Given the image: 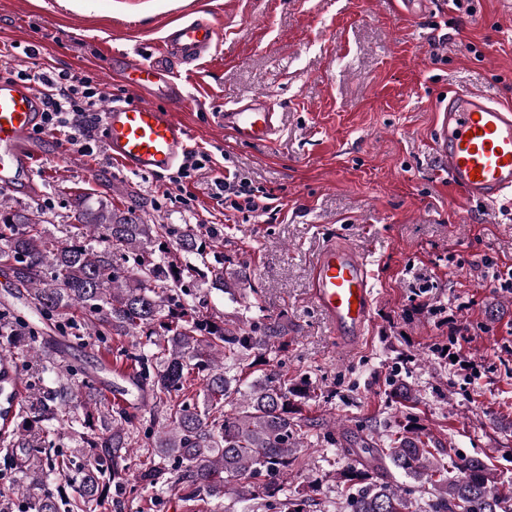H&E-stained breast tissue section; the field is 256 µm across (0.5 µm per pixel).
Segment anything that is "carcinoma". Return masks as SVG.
Masks as SVG:
<instances>
[{"label":"carcinoma","instance_id":"carcinoma-1","mask_svg":"<svg viewBox=\"0 0 512 512\" xmlns=\"http://www.w3.org/2000/svg\"><path fill=\"white\" fill-rule=\"evenodd\" d=\"M43 224L0 200V265L14 298L62 336L132 339L115 361L137 364L130 379L137 398L112 406L94 378L65 363L61 349L38 345L37 328L5 307L0 441L11 447L25 491L1 486L0 512H14L18 498L25 512H112L111 489L127 482L133 455L140 483L210 512H250L256 500L267 512H311L319 482L292 492L288 472L310 433L303 406L315 390L270 364L283 326H231L195 303L192 289L203 278L220 291L242 287L209 263L218 231L149 224L101 198L78 200L62 237ZM388 386L396 399L418 400L397 378ZM415 421L408 412L400 431L346 449L336 472L344 512H418L424 496L426 512H512V484L477 458L444 462V448H428ZM136 423L143 434L130 430ZM64 430L77 443L74 453L57 447Z\"/></svg>","mask_w":512,"mask_h":512}]
</instances>
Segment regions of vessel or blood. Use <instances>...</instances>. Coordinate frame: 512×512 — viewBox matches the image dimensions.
Listing matches in <instances>:
<instances>
[{"mask_svg": "<svg viewBox=\"0 0 512 512\" xmlns=\"http://www.w3.org/2000/svg\"><path fill=\"white\" fill-rule=\"evenodd\" d=\"M220 37L216 25L171 23L159 47L135 67L129 87L136 99L110 105L103 117V142L126 169L159 174L173 169L189 150L190 133L175 119L185 97L174 80L175 62L207 54ZM217 123L236 141L267 143L279 131V114L256 96L232 106L216 104ZM41 119L38 92L18 81L0 79V186L30 170L25 144ZM434 146L448 180L470 201L512 198V106L472 92L450 94L438 110ZM311 295L333 334L345 348L363 338L372 298L368 271L347 245L328 244L313 266Z\"/></svg>", "mask_w": 512, "mask_h": 512, "instance_id": "obj_1", "label": "vessel or blood"}]
</instances>
